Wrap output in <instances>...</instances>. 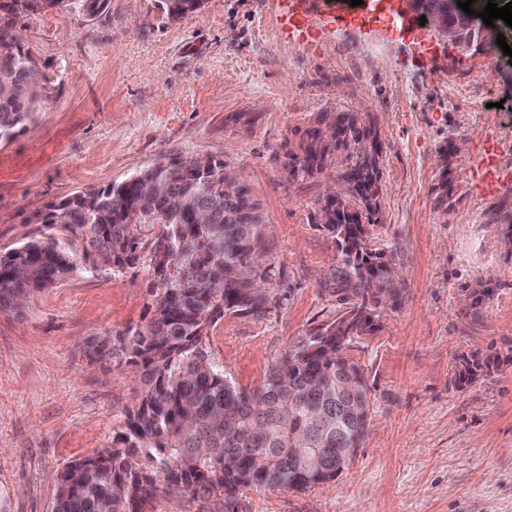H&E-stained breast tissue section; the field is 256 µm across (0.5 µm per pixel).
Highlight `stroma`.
I'll return each instance as SVG.
<instances>
[{"mask_svg":"<svg viewBox=\"0 0 512 512\" xmlns=\"http://www.w3.org/2000/svg\"><path fill=\"white\" fill-rule=\"evenodd\" d=\"M156 4L20 19L46 89L34 123L0 144V253L75 192L164 158L223 161L260 204L270 301L225 315L206 347L232 382L258 388L310 328L345 310L329 285L336 241L314 222L325 184H288L274 159L317 113L344 110L375 124L378 221L366 243L395 253L406 286L398 307L379 309V331L347 350L373 408L336 482L247 489L230 504L163 489L153 512H512V244L486 218L512 181L490 194L477 179L488 138L512 172V58H454L425 25H361L350 0L299 6L319 32L311 42L280 32L286 0H205L179 20ZM451 141L463 201L448 212L435 188ZM157 284L145 265L80 268L0 308V512H51L66 467L111 447L139 385L126 356L94 363L84 344L151 320Z\"/></svg>","mask_w":512,"mask_h":512,"instance_id":"stroma-1","label":"stroma"}]
</instances>
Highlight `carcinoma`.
Masks as SVG:
<instances>
[{
    "mask_svg": "<svg viewBox=\"0 0 512 512\" xmlns=\"http://www.w3.org/2000/svg\"><path fill=\"white\" fill-rule=\"evenodd\" d=\"M75 1L89 16L109 2L0 0V143L35 121L43 99L19 17ZM159 8L178 19L197 11L199 0H159ZM417 8L441 17L459 40L478 42L449 0H417ZM326 124L334 130L329 140ZM454 152L451 140L440 151L437 202L448 211L462 200L449 178ZM370 153L381 154L373 124L344 111L318 113L296 145L286 141L276 153L291 184L314 182L332 168L352 183L348 192L326 191L317 200L320 226L340 253L332 282L346 312L292 346L257 389L238 387L203 348L224 314L257 313L269 302L260 288L269 268L259 206L245 184H224L223 161H212L203 176L183 159L161 161L121 184L48 205L40 223L66 237L34 235L0 254V306L57 285L79 260L118 270L144 262L159 280L149 324L86 345L96 362L112 359L117 347L128 352L141 390L112 447L61 474L53 512H146L162 487L228 502L242 488L301 491L348 468L365 440L371 404L362 367L345 350L379 330L374 308L396 307L404 294L395 254L366 245L365 224L376 223L379 189L378 160L366 162ZM487 223L512 229V202L494 206Z\"/></svg>",
    "mask_w": 512,
    "mask_h": 512,
    "instance_id": "cac0c4a2",
    "label": "carcinoma"
}]
</instances>
